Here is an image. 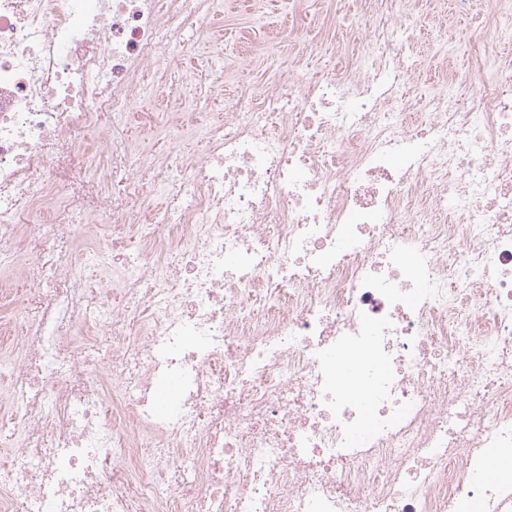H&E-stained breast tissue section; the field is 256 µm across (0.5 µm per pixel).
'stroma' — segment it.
<instances>
[{
  "instance_id": "obj_1",
  "label": "stroma",
  "mask_w": 512,
  "mask_h": 512,
  "mask_svg": "<svg viewBox=\"0 0 512 512\" xmlns=\"http://www.w3.org/2000/svg\"><path fill=\"white\" fill-rule=\"evenodd\" d=\"M374 7L373 0H229L215 15L221 26L224 63V90L237 84L260 85L267 74L287 72L293 63L286 36L298 15H305L303 35L307 41L335 44L336 66L358 65L359 76H366L370 64H356L358 51L346 39L354 22ZM437 44L430 33L419 34L405 48L408 73L432 92L446 90L448 70L467 66L463 55H452L446 64L432 66Z\"/></svg>"
}]
</instances>
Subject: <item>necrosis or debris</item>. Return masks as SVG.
I'll return each instance as SVG.
<instances>
[{"instance_id":"4bbe7bcc","label":"necrosis or debris","mask_w":512,"mask_h":512,"mask_svg":"<svg viewBox=\"0 0 512 512\" xmlns=\"http://www.w3.org/2000/svg\"><path fill=\"white\" fill-rule=\"evenodd\" d=\"M401 5L354 30L368 76L213 65L203 120L158 60L220 45L214 0H0V270L34 290L0 512H512V56L448 27L474 64L426 92Z\"/></svg>"}]
</instances>
